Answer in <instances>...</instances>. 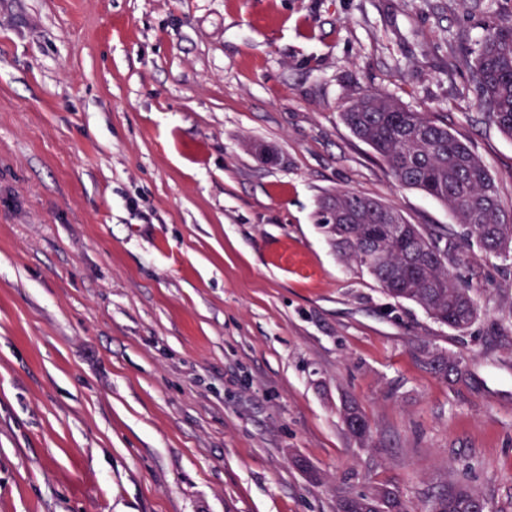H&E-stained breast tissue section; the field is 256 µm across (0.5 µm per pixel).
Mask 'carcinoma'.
Returning <instances> with one entry per match:
<instances>
[{"label":"carcinoma","mask_w":512,"mask_h":512,"mask_svg":"<svg viewBox=\"0 0 512 512\" xmlns=\"http://www.w3.org/2000/svg\"><path fill=\"white\" fill-rule=\"evenodd\" d=\"M459 68L471 73L480 109L512 138V12L485 24L481 40L459 57ZM341 117L397 183L448 208L466 231L465 247L486 256L512 251V221L503 214L495 179L446 123L379 91L364 93ZM319 217L336 250L364 266L387 297L411 301L455 330H465L476 320L470 289L448 268L456 259L452 230L411 224L392 205L344 189L321 199ZM428 365L445 381H466L462 358L456 355L433 353ZM344 423L353 437L369 436L357 407L345 409ZM483 503L478 493L460 486L436 497L431 512H479ZM337 512L410 510L398 491L379 485L340 496Z\"/></svg>","instance_id":"1"}]
</instances>
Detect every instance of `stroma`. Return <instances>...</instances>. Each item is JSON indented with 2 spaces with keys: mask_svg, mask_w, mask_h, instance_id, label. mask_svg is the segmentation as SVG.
<instances>
[{
  "mask_svg": "<svg viewBox=\"0 0 512 512\" xmlns=\"http://www.w3.org/2000/svg\"><path fill=\"white\" fill-rule=\"evenodd\" d=\"M510 12L0 0V512H336L379 484L412 512L459 484L512 512V256L459 252L458 331L317 217L348 189L455 225L342 121L369 90L446 119L512 214V138L456 66ZM431 370L441 379L448 382L460 383L466 381V372L462 368V358L456 355L436 352L428 359ZM344 423L353 437L365 440L369 436V425L357 407L349 406L345 409Z\"/></svg>",
  "mask_w": 512,
  "mask_h": 512,
  "instance_id": "1",
  "label": "stroma"
}]
</instances>
